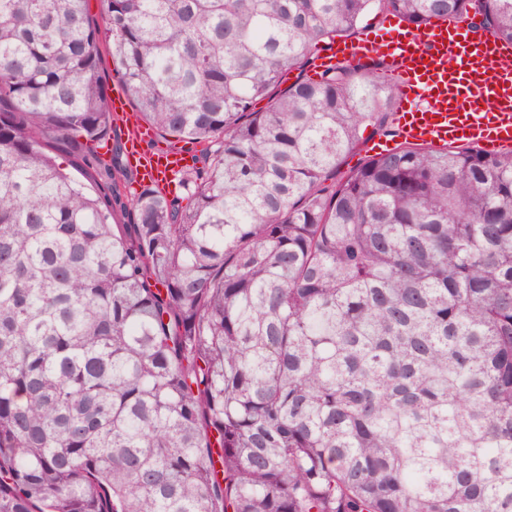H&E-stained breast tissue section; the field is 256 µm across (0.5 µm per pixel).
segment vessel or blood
I'll use <instances>...</instances> for the list:
<instances>
[{
    "instance_id": "obj_1",
    "label": "vessel or blood",
    "mask_w": 512,
    "mask_h": 512,
    "mask_svg": "<svg viewBox=\"0 0 512 512\" xmlns=\"http://www.w3.org/2000/svg\"><path fill=\"white\" fill-rule=\"evenodd\" d=\"M510 56L511 48L463 21L413 31L393 24L337 44L316 57L314 68L384 59L398 91L396 123L404 142H471L497 150L512 147V69L502 65ZM111 105L140 183L165 189L186 157L151 148L152 133L129 113L121 86H113Z\"/></svg>"
}]
</instances>
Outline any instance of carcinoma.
Wrapping results in <instances>:
<instances>
[{"mask_svg":"<svg viewBox=\"0 0 512 512\" xmlns=\"http://www.w3.org/2000/svg\"><path fill=\"white\" fill-rule=\"evenodd\" d=\"M472 13L512 45V0H0V512H512V149L339 177L397 89L308 75ZM105 37L184 198L133 188Z\"/></svg>","mask_w":512,"mask_h":512,"instance_id":"cac0c4a2","label":"carcinoma"}]
</instances>
